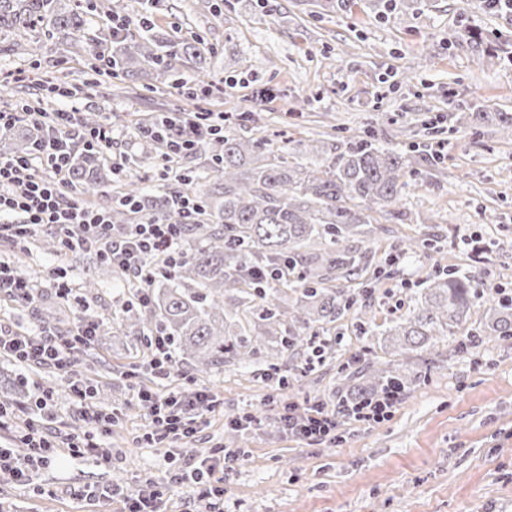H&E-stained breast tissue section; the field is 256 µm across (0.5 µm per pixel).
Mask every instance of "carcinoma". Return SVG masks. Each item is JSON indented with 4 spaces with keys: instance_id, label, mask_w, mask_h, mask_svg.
I'll list each match as a JSON object with an SVG mask.
<instances>
[{
    "instance_id": "cac0c4a2",
    "label": "carcinoma",
    "mask_w": 512,
    "mask_h": 512,
    "mask_svg": "<svg viewBox=\"0 0 512 512\" xmlns=\"http://www.w3.org/2000/svg\"><path fill=\"white\" fill-rule=\"evenodd\" d=\"M155 0H141L140 16L151 24L125 37H112L116 6L98 0L70 4L67 0H0V54L38 55L45 40L66 43L88 58L99 52L107 63L131 81L154 75L162 84L177 81L180 67L209 54L196 39L182 41L161 54L154 29ZM103 25L90 32L89 21ZM454 123L466 128L477 122L494 125L512 136V112H464L463 104L451 102ZM34 136L13 131L0 137V151L27 153ZM367 129L359 142L336 153V144L309 140L305 151L323 155L316 168L288 160V141L245 137L232 124L224 132L200 141L198 153L212 162L215 186L211 193L198 191V177L186 175L178 190L147 196L130 184L101 192L106 160L101 152L86 149L75 153L69 182L80 194L109 203L112 223L127 224L133 211L125 199L139 201L140 214L181 222L184 216L173 199L187 195L199 200L202 209L186 226V256L164 288L152 289L148 306L122 311L137 333L157 327L169 334L177 352L189 359L193 370L207 374L231 356L241 364L258 359L277 367L282 353L295 345H310L311 337L336 321L340 312L355 304L351 296L336 293V282L367 271L369 248L357 245L385 219L403 221L398 210L409 162L402 154L373 143ZM286 267L288 275L268 285L252 276L256 269ZM118 274L99 264L93 278L84 282L93 292ZM294 297H288V293ZM234 304L224 306V297ZM483 308L479 326L460 343L470 353L482 343L512 337V301L482 295L476 276L469 272L429 277L423 299L405 318L394 322L388 336L401 351H414L467 320ZM372 393L389 383L403 385L407 376L394 364L370 372Z\"/></svg>"
}]
</instances>
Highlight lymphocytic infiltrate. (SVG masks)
Returning a JSON list of instances; mask_svg holds the SVG:
<instances>
[{"instance_id": "1", "label": "lymphocytic infiltrate", "mask_w": 512, "mask_h": 512, "mask_svg": "<svg viewBox=\"0 0 512 512\" xmlns=\"http://www.w3.org/2000/svg\"><path fill=\"white\" fill-rule=\"evenodd\" d=\"M52 98L61 107L51 115L41 112L0 111V136L26 123L40 130L31 150L24 155L0 153V240L25 250L42 229L54 232L59 252H94L99 261L119 268L138 287V304H147L157 278L171 276L184 257L183 227L158 217L117 228L104 207L88 206L67 180L76 145L103 152L111 151L115 140L111 123L83 125L72 91L49 85ZM208 112H192L182 127L159 130L139 129L142 138L165 136L172 152L189 155L197 138L210 126ZM0 293L32 311H39L42 290L9 262L0 260ZM101 331L93 316L81 318L68 334L46 328L38 334H21L0 328V357L24 365H46L63 372L69 380L66 406H59L52 392L36 390L32 406L9 409L0 406V476L14 483L30 484L36 471L52 465L59 451L71 457H99L104 440L117 419L116 410L95 404V390L83 384L74 372L75 358L90 348ZM133 395L146 410L149 423L140 436L143 443L158 446L197 433L205 414L215 406L216 397L205 387L191 395L174 391L153 392L134 389ZM80 417L82 434L49 432L48 425L62 411ZM278 424L288 437L311 445L335 443L338 421L335 412L323 406L288 405L278 412ZM222 467L208 462L170 471L153 488H130L115 484L82 488L77 497L90 504L119 502L121 512H161L163 497L175 494L184 484L196 486L199 500L210 502L224 497V478L245 460L239 449L227 448Z\"/></svg>"}]
</instances>
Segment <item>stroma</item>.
<instances>
[{
  "label": "stroma",
  "mask_w": 512,
  "mask_h": 512,
  "mask_svg": "<svg viewBox=\"0 0 512 512\" xmlns=\"http://www.w3.org/2000/svg\"><path fill=\"white\" fill-rule=\"evenodd\" d=\"M161 0L158 32L180 41L201 37L210 49L202 67H188L185 79L204 73L215 90L190 100L178 89L151 88L102 79L82 98L81 114L112 122L117 142L112 159L126 158L112 183H136L153 194L164 180L154 146L132 135L134 119L171 109L201 108L224 114L248 137H286L335 142L346 150L358 128L373 129L382 145L415 157L430 137L424 123L443 117L448 144L440 173L432 181L408 175L402 202L421 223L381 221L369 246L373 271L341 280L337 290L370 310L361 327L356 309L340 314L324 334L332 354L314 369L304 349L285 355L274 387L268 366L226 360L209 376H196L177 357V377L161 380L144 367L143 348L133 328L118 318L130 283L105 280L88 296L90 312L104 330L93 349L80 354L76 370L108 388L109 404L121 416L105 441L104 458L74 459L39 470L30 486L0 477V501L17 512H80L74 493L88 484L143 486L172 466L241 449L246 460L224 482L223 512H512V338L464 354L459 345L471 329L463 323L433 345L406 356L393 350L385 331L415 307L427 278L442 269L468 270L487 287L512 289V141L494 127L453 128L450 99L483 110L512 112V14L486 11L482 0H422L419 9L381 17L374 0ZM467 27L488 52L476 58L456 32ZM84 58L59 43L43 47L41 65L0 55V110L36 100V84L85 80ZM271 89L260 114H252L253 93ZM54 234L38 233L26 251L0 246L10 262L39 284L52 268H64L74 288L91 278L97 258L88 252L59 255ZM420 241L404 251L406 240ZM401 364L404 395L386 419L364 424L342 418L335 445H308L281 433L276 411L289 404L323 402L336 409L346 396L350 372L364 361ZM138 367V386L172 387L183 394L205 386L218 403L191 438L150 447L138 442L145 410L131 397L126 372ZM27 377L66 401V378L56 371L0 360V385ZM253 411L259 429L243 433L229 422Z\"/></svg>",
  "instance_id": "1"
}]
</instances>
